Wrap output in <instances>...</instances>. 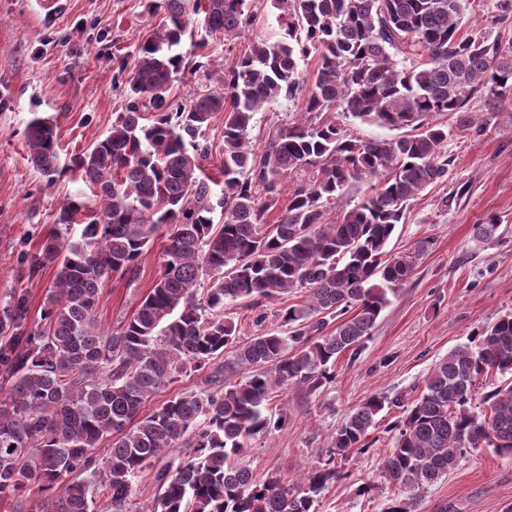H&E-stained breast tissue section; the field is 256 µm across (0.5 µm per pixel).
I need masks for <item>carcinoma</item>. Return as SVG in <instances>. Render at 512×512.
<instances>
[{
  "label": "carcinoma",
  "instance_id": "cac0c4a2",
  "mask_svg": "<svg viewBox=\"0 0 512 512\" xmlns=\"http://www.w3.org/2000/svg\"><path fill=\"white\" fill-rule=\"evenodd\" d=\"M272 4L279 32L254 40L220 90L174 102L187 17L203 15L205 31L229 46L254 14L248 0H157L167 22L136 48L125 111L73 160L72 170L96 190L98 210L82 195L68 198L37 251L20 255L28 277L50 266L57 274L39 319L23 289L0 303V377L8 384L0 399V501H11L12 512H92L100 496L111 512H128L138 477L176 448L155 471L156 491L142 512H315L318 496L345 477L336 460L368 451L366 436L386 403L401 405L369 397L298 482L257 478L239 462L248 439L288 424L285 413L266 414L275 394L314 392L330 381L337 358L358 351L389 295L410 279L425 243L407 254L390 253L388 244L411 201L448 178V132L432 118L452 113L459 127L471 125L467 105L479 90L511 102L512 51L461 34L476 0ZM311 57L308 75L301 63ZM300 97L314 120L281 126L254 153L256 114ZM217 112L224 113L218 197L204 171L211 157L204 133ZM346 120L401 135L350 139ZM25 137L30 162L52 183L54 121L33 117ZM309 166L312 179L293 186L279 222L266 224L284 179ZM363 180L368 194L326 223L327 207ZM77 223L84 228L73 240L68 229ZM163 227L160 275L129 320L103 328L102 286L115 274H136ZM499 227L492 216L474 225V237L489 241ZM295 288L307 295L277 310L278 329L239 341L227 307L258 309ZM492 370L512 373V313L449 350L403 410L381 463L398 489L385 512H417L420 490L470 448L512 454V385L483 397L487 412L474 411L480 380ZM195 373L205 388L142 412L161 387Z\"/></svg>",
  "mask_w": 512,
  "mask_h": 512
}]
</instances>
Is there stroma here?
<instances>
[{
	"mask_svg": "<svg viewBox=\"0 0 512 512\" xmlns=\"http://www.w3.org/2000/svg\"><path fill=\"white\" fill-rule=\"evenodd\" d=\"M62 2L50 15L39 0H0V91L12 101L10 110L0 111V301L25 288L35 316L56 270L19 278L17 256L36 251L67 198L88 193L71 161L103 138L123 111L127 87L120 64L133 62L138 44L164 18L151 0ZM495 3L479 0L463 32L512 50V19L500 20ZM251 6L253 26L229 49L223 38H206L200 23L189 22L191 36L180 47L184 62L171 98L219 87L223 65L274 25L271 0H251ZM201 40L206 48H198ZM303 106L300 99L282 100L258 113L250 134L254 151L262 152L278 125L299 117ZM468 110L473 123L466 131L455 115L438 116L448 132L449 178L412 200L389 243L398 252L427 240L409 281L392 296L358 354L337 360L333 382L313 392L293 388L273 399L271 409L287 412L288 425L248 441L240 463L254 475L307 474L330 435L365 399L382 393L413 401L441 357L512 313V102L495 104L479 91ZM37 115L54 119L59 133V172L51 184L30 163L25 145V127ZM462 184L467 191L461 195ZM493 215L505 232L477 242L474 225ZM162 244L155 239L144 252L137 276L116 275L104 284L97 307L104 327L116 329L131 317L161 271ZM400 415L393 405L380 413L367 437L369 452L350 453L342 462L349 476L321 493L317 512H384L395 489L381 475V458L393 446L391 426ZM363 484L372 485V492L358 494ZM444 505L453 512H512V455L468 450L447 477L423 492L419 512H439Z\"/></svg>",
	"mask_w": 512,
	"mask_h": 512,
	"instance_id": "35a3bbf8",
	"label": "stroma"
}]
</instances>
